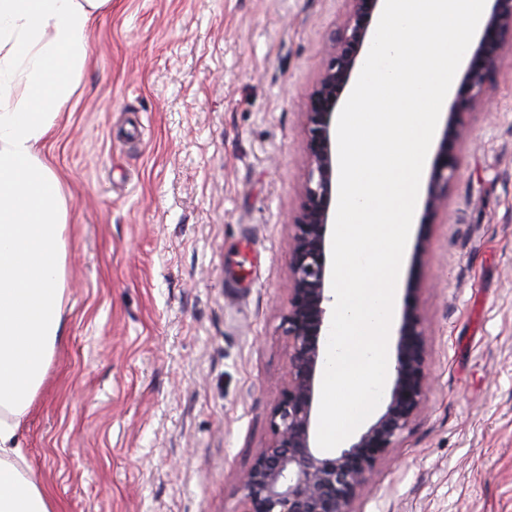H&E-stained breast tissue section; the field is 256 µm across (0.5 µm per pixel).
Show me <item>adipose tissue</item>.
<instances>
[{
  "instance_id": "1",
  "label": "adipose tissue",
  "mask_w": 512,
  "mask_h": 512,
  "mask_svg": "<svg viewBox=\"0 0 512 512\" xmlns=\"http://www.w3.org/2000/svg\"><path fill=\"white\" fill-rule=\"evenodd\" d=\"M108 0H0V512H59L21 426L63 338L67 208L38 156L76 90Z\"/></svg>"
}]
</instances>
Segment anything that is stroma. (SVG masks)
I'll return each instance as SVG.
<instances>
[{
    "instance_id": "35a3bbf8",
    "label": "stroma",
    "mask_w": 512,
    "mask_h": 512,
    "mask_svg": "<svg viewBox=\"0 0 512 512\" xmlns=\"http://www.w3.org/2000/svg\"><path fill=\"white\" fill-rule=\"evenodd\" d=\"M346 0H110L43 156L68 211L63 323L20 445L62 512H236L266 447L309 94ZM448 137L404 304L422 410L351 512H512V53ZM455 176L454 166L451 163L445 162L441 167L437 168L435 171L434 179L436 182V185L444 181L448 183V180L452 179ZM435 187L432 189L429 200L426 207L425 212V223L430 224L433 223L435 220V217L439 211L441 200L440 196L437 192Z\"/></svg>"
}]
</instances>
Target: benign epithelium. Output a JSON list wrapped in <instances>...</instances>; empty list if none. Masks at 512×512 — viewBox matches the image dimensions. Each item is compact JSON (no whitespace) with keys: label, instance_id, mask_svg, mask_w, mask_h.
I'll return each mask as SVG.
<instances>
[{"label":"benign epithelium","instance_id":"1","mask_svg":"<svg viewBox=\"0 0 512 512\" xmlns=\"http://www.w3.org/2000/svg\"><path fill=\"white\" fill-rule=\"evenodd\" d=\"M349 11L325 49V62L310 95L307 167L301 205L294 221L288 307L282 336L287 371L269 413L270 438L244 473L237 512H350V504L376 462L419 413L429 373L426 338L417 314L405 312L394 366V384L385 409L336 457L323 456L316 442V381L326 357L320 336L327 315L330 205L336 188L332 117L352 84L372 42L373 23L384 0H348ZM512 34V0H493L475 64L464 81L469 101L481 100L497 69L504 36Z\"/></svg>","mask_w":512,"mask_h":512}]
</instances>
